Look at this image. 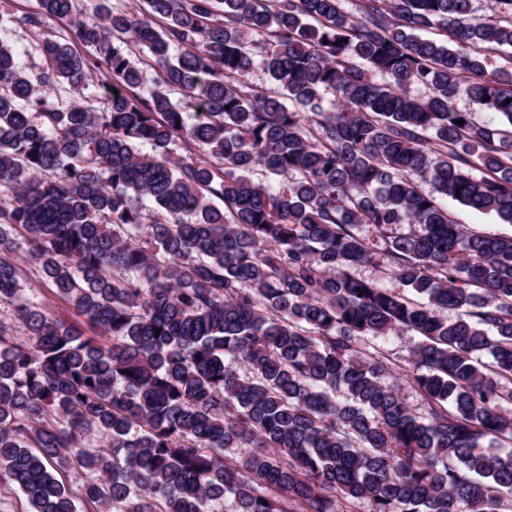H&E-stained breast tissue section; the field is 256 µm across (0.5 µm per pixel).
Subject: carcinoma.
Instances as JSON below:
<instances>
[{
	"mask_svg": "<svg viewBox=\"0 0 512 512\" xmlns=\"http://www.w3.org/2000/svg\"><path fill=\"white\" fill-rule=\"evenodd\" d=\"M78 2L0 17V472L31 512H505L512 235L447 201L512 224V136L455 106L512 125V0ZM47 18L34 79L7 32ZM20 249L110 344L19 297ZM378 259L419 299L353 273ZM409 332L404 365L362 350ZM448 210L457 224H464L473 232L493 236L512 234V224H503L494 214H484L448 201Z\"/></svg>",
	"mask_w": 512,
	"mask_h": 512,
	"instance_id": "1",
	"label": "carcinoma"
}]
</instances>
